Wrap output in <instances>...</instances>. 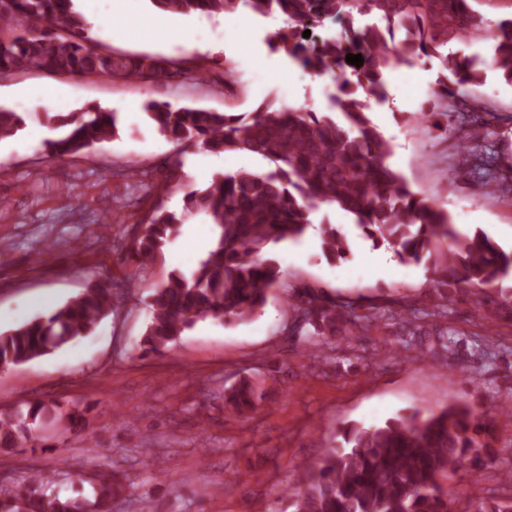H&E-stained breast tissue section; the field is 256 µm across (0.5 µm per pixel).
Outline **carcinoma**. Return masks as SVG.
<instances>
[{
  "mask_svg": "<svg viewBox=\"0 0 512 512\" xmlns=\"http://www.w3.org/2000/svg\"><path fill=\"white\" fill-rule=\"evenodd\" d=\"M78 0H0V77L32 69L67 76H106L165 84L176 74L165 62L102 50L88 32ZM472 0H151L159 11L180 15L226 16L247 8L262 17L281 18L268 35L303 68L333 73L360 54L363 65L328 94L323 115L303 106L260 105L252 112L172 108L152 101L145 114L156 132L212 153L246 151L265 161V171L239 169L214 177L186 193L182 214L158 207L134 243L133 256L146 265L162 255L186 219L201 215L212 231V245L189 275L172 273L151 303V320L141 340L147 350L167 347L197 322L208 318L248 321L267 304L284 272L271 246L300 239L313 224L312 212L332 206L354 217L361 235L394 251L404 264H425L429 282L440 292L474 289L478 306H492L512 319V298L500 284L512 276V251L482 230L459 232L447 210L414 191L388 159L390 142L367 114L369 100L384 103L386 72L423 57L436 58L445 73L414 121L448 116L458 106L474 111V88L485 69L512 84V17L494 24L473 8ZM330 19L338 34L315 41L302 37ZM485 48L463 58L448 45ZM366 98H361L360 93ZM57 136L46 140L50 157L60 161L117 134L112 112L88 110L47 117ZM24 127L23 117L0 109V140ZM484 126H474L457 152L456 170L479 166L476 152ZM159 196L179 185L180 156L165 159ZM322 251L329 260L351 253L348 237L334 224L320 225ZM300 335L332 341L355 324L345 306L322 293L294 295ZM121 304L115 285L90 284L47 316L0 334V369L48 354L87 336ZM260 395L242 379L224 392L237 412L254 411ZM55 415L71 422L82 413L43 402L0 409V448L33 440L37 422ZM341 443L319 462L298 470L293 512H512V497L457 503L443 481L466 460L478 467L493 451V423L480 408L450 399L438 411L397 414L379 425L349 424ZM90 490L71 496L42 473L22 487L0 493V512H111L130 485L98 470L86 479Z\"/></svg>",
  "mask_w": 512,
  "mask_h": 512,
  "instance_id": "cac0c4a2",
  "label": "carcinoma"
}]
</instances>
